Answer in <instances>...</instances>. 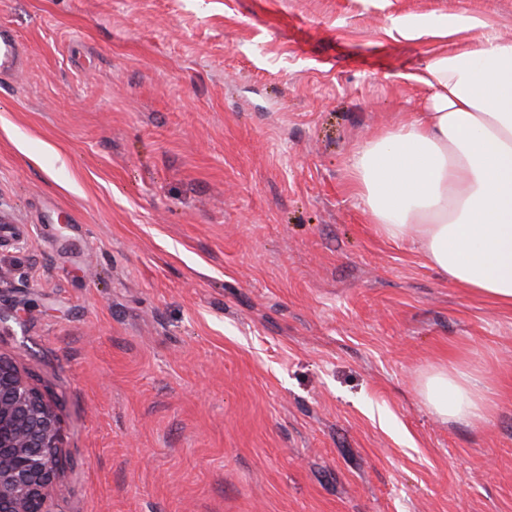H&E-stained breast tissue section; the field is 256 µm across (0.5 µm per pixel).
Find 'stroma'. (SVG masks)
Segmentation results:
<instances>
[{
    "instance_id": "35a3bbf8",
    "label": "stroma",
    "mask_w": 512,
    "mask_h": 512,
    "mask_svg": "<svg viewBox=\"0 0 512 512\" xmlns=\"http://www.w3.org/2000/svg\"><path fill=\"white\" fill-rule=\"evenodd\" d=\"M512 0H0V357L49 512H512V309L379 236L350 154ZM467 362L490 422L438 419ZM19 60L18 46L15 38L7 33H0V73L15 70ZM420 395L438 418L469 424L488 421L491 415L488 389L475 369L466 363L427 373Z\"/></svg>"
}]
</instances>
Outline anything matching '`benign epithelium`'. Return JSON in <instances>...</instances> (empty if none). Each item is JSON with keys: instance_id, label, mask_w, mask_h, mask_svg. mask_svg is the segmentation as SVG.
<instances>
[{"instance_id": "7a95c632", "label": "benign epithelium", "mask_w": 512, "mask_h": 512, "mask_svg": "<svg viewBox=\"0 0 512 512\" xmlns=\"http://www.w3.org/2000/svg\"><path fill=\"white\" fill-rule=\"evenodd\" d=\"M60 443L50 400L0 357V512H48Z\"/></svg>"}]
</instances>
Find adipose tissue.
Instances as JSON below:
<instances>
[{"mask_svg":"<svg viewBox=\"0 0 512 512\" xmlns=\"http://www.w3.org/2000/svg\"><path fill=\"white\" fill-rule=\"evenodd\" d=\"M416 79L427 110L353 151L348 188L379 235L418 243L449 283L512 308V44L481 31L430 55ZM420 395L445 421L491 415L465 363L427 373Z\"/></svg>","mask_w":512,"mask_h":512,"instance_id":"ef3b65f1","label":"adipose tissue"}]
</instances>
